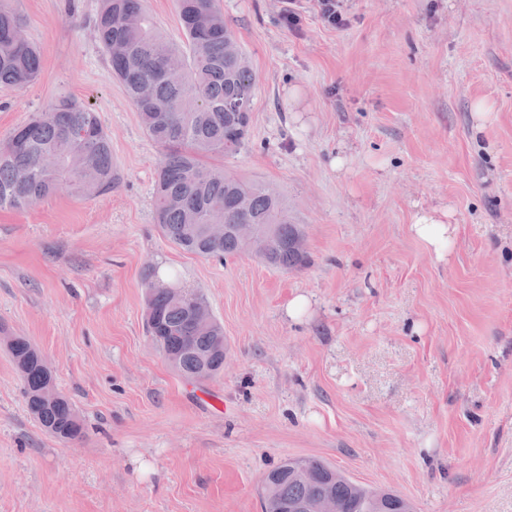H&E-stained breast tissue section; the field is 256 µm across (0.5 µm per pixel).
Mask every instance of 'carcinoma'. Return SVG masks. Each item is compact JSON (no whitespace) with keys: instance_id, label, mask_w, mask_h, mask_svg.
I'll list each match as a JSON object with an SVG mask.
<instances>
[{"instance_id":"cac0c4a2","label":"carcinoma","mask_w":512,"mask_h":512,"mask_svg":"<svg viewBox=\"0 0 512 512\" xmlns=\"http://www.w3.org/2000/svg\"><path fill=\"white\" fill-rule=\"evenodd\" d=\"M182 39L167 38L156 26L144 0H98L93 30L113 75L138 112L147 136L161 149L154 185V220L161 233L182 250L203 258L240 254L234 225L259 226L262 243L255 255L266 264L299 270L310 262L304 225L296 223L283 195L266 184L224 172L217 161L240 152L251 127L255 76L234 32L224 22L217 0H176ZM22 22L0 0V85L24 86L40 71L37 47L16 36ZM152 88L142 104V85ZM117 176L112 143L98 115L71 98H62L0 142V209L31 206L59 186L83 196L112 190ZM207 224H223L224 239L211 240ZM155 269L147 268L145 315L153 323L155 345L178 358L180 375L196 374L208 360L204 378L224 370L217 355L218 329L195 330L189 318L192 301L203 295L186 289L177 301L170 289L155 287ZM26 395L28 412L49 434L62 440L83 436L81 417L64 394L55 402L38 398L46 378L41 353L19 336L9 348ZM312 477L303 482L286 460L269 470L263 482L273 498L263 512H292L323 493L336 497L341 512H402L399 495L334 476L335 467L304 459Z\"/></svg>"}]
</instances>
